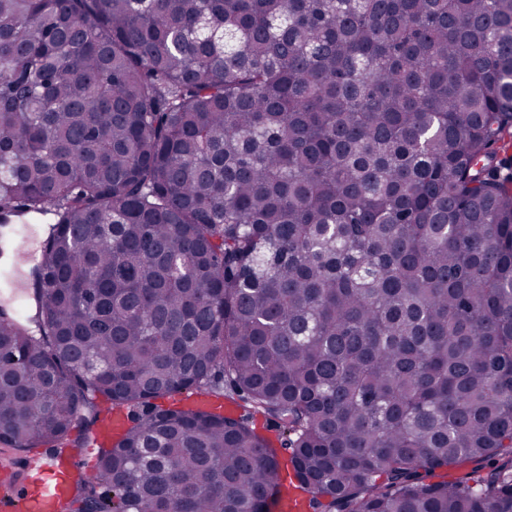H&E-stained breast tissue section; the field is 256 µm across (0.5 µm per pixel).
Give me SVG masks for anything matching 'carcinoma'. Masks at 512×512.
Returning <instances> with one entry per match:
<instances>
[{
	"instance_id": "carcinoma-1",
	"label": "carcinoma",
	"mask_w": 512,
	"mask_h": 512,
	"mask_svg": "<svg viewBox=\"0 0 512 512\" xmlns=\"http://www.w3.org/2000/svg\"><path fill=\"white\" fill-rule=\"evenodd\" d=\"M511 147L512 0H0L4 446L93 430L59 512H512ZM45 224L35 218L27 216L16 220L6 232L12 239V245L6 259H0V308L13 310L16 314L26 317L30 311L26 308L31 284L28 279L31 268L39 256L31 260L20 248L21 240L25 235L44 238Z\"/></svg>"
}]
</instances>
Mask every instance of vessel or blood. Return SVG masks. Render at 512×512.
Listing matches in <instances>:
<instances>
[{
	"label": "vessel or blood",
	"instance_id": "b4317fda",
	"mask_svg": "<svg viewBox=\"0 0 512 512\" xmlns=\"http://www.w3.org/2000/svg\"><path fill=\"white\" fill-rule=\"evenodd\" d=\"M24 475L22 489L0 492V512H56L79 472L68 459L48 454L29 462Z\"/></svg>",
	"mask_w": 512,
	"mask_h": 512
}]
</instances>
